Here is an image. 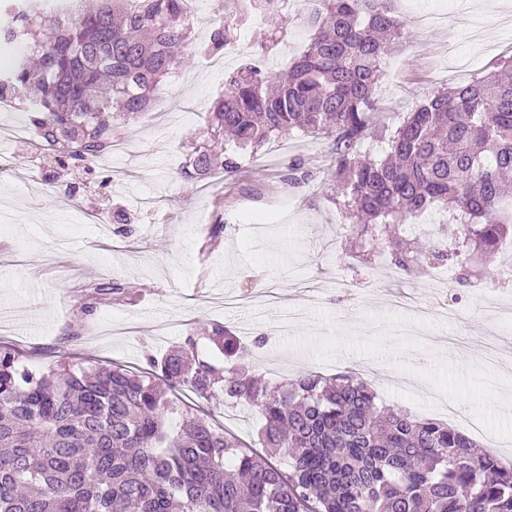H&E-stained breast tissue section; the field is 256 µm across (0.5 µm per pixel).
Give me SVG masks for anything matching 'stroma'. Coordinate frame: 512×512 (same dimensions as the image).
<instances>
[{
    "instance_id": "1",
    "label": "stroma",
    "mask_w": 512,
    "mask_h": 512,
    "mask_svg": "<svg viewBox=\"0 0 512 512\" xmlns=\"http://www.w3.org/2000/svg\"><path fill=\"white\" fill-rule=\"evenodd\" d=\"M465 13L442 23L422 21L435 0H394L408 35L388 51L363 151L377 156L379 133L438 90L468 82L512 57V0H460ZM301 4H294L288 34L260 48L268 30L255 21L226 54V70L194 56L164 84L147 114L117 128L124 142L161 140L151 155L125 160L111 172L112 189L88 184L81 207L65 191L81 175L66 169L48 179L49 160L20 141L0 143L9 165L0 174V351L18 354L38 370L61 353L87 367L118 363L147 370V357L182 342L206 323L247 322L266 334L267 321L293 310L301 318L288 332L255 350L250 370L270 385L302 371L331 377L349 372L367 380L387 405L437 418L436 404L465 401L469 416L497 437L491 452L512 461V411L495 402L512 395V347L501 345L497 369L485 362L494 301L512 302L496 266L478 265L469 284L439 281V264L425 255L414 273L394 269L388 240L363 241L336 205L333 138L301 133L271 140L241 161L229 177L188 183L179 172L202 132L209 104L224 92L226 71L259 56L279 73L310 39ZM302 175L287 177L289 164ZM224 196L222 246L200 250L212 222V198ZM153 198L156 215L136 209L134 197ZM129 209L130 237L92 230L94 218L113 207ZM106 280L140 291L132 303L105 296L93 314L83 310ZM408 309L396 307V297ZM453 306L459 322L424 317L434 299ZM74 339H67V332ZM262 417L254 407L214 410L213 423L258 448Z\"/></svg>"
}]
</instances>
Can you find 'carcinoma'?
<instances>
[{
  "mask_svg": "<svg viewBox=\"0 0 512 512\" xmlns=\"http://www.w3.org/2000/svg\"><path fill=\"white\" fill-rule=\"evenodd\" d=\"M216 0L209 41L217 55L256 14L275 32L290 20L289 0ZM392 0H320L308 17L309 42L283 72L250 61L225 76L200 141L180 172L198 183L239 168L211 143L231 137L251 156L295 132L334 138L338 201L372 240L402 231L407 219L446 209L453 223L424 246L448 261L458 283L512 241V61L435 93L386 135L387 152L359 151L375 104L388 43L405 35ZM27 48L0 75V98L22 92L48 150L67 167L109 187L97 162L112 149L113 112L130 123L149 110L178 70L176 53L196 50L181 0H8L0 8V50ZM204 246L224 240V196ZM114 233L131 232L112 211ZM418 247L391 253L410 273ZM94 294L132 296L102 283ZM250 350L220 322L188 335L147 362L171 389L190 387L215 407L257 406L265 448H284L288 471L246 451L202 417L184 414L148 376L63 361L36 374L0 353V512H512V465L462 431L390 408L351 373L307 371L272 388L248 373Z\"/></svg>",
  "mask_w": 512,
  "mask_h": 512,
  "instance_id": "obj_1",
  "label": "carcinoma"
}]
</instances>
